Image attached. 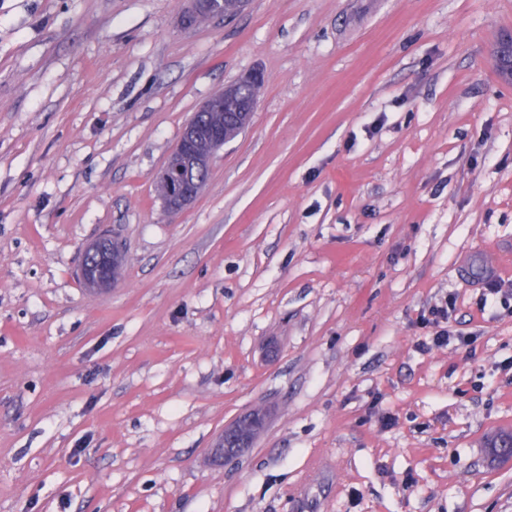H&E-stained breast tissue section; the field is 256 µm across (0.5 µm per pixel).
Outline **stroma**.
I'll list each match as a JSON object with an SVG mask.
<instances>
[{"mask_svg": "<svg viewBox=\"0 0 512 512\" xmlns=\"http://www.w3.org/2000/svg\"><path fill=\"white\" fill-rule=\"evenodd\" d=\"M189 7L0 0V512H512V0ZM254 72L166 210L183 126ZM236 83L224 89V92L215 94L220 96L223 94L224 100V118L223 112H205L200 114V121L203 126L223 122L224 127L213 126L211 128H201L191 125H185L178 142L167 159L159 176L158 191L165 204L172 202V196L169 194V187H174V196L180 201L181 207H175L171 210H179L189 205L195 200L202 186L200 180H195L192 184L187 185L183 180L179 179V175L184 170V165L191 162L194 168L206 170L208 173L209 165L213 156L202 158L209 153L210 145L205 140L198 142V135H203L212 141L214 146H221L234 138L235 135L242 133L249 125L254 109L256 107V97H251L249 101H243L233 94H229L225 90L231 91ZM232 92V91H231ZM174 181V182H173ZM176 182V183H175ZM169 185H163V184ZM108 236H102L89 244L82 253V259L79 266V275L84 284L93 288H107L112 285L113 280L110 271L102 264L94 266L89 263L90 257L101 252L102 244L107 242ZM261 424L259 415H244L224 428L212 454L217 459L228 460L245 448H249L254 440V434Z\"/></svg>", "mask_w": 512, "mask_h": 512, "instance_id": "stroma-1", "label": "stroma"}]
</instances>
